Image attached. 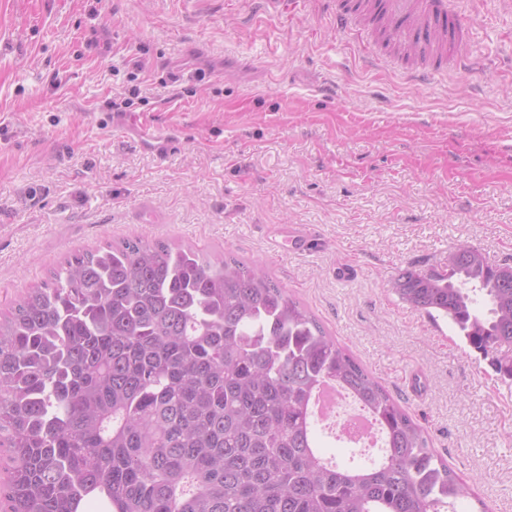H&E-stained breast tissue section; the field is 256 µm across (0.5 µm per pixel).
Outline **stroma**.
Listing matches in <instances>:
<instances>
[{
	"label": "stroma",
	"mask_w": 512,
	"mask_h": 512,
	"mask_svg": "<svg viewBox=\"0 0 512 512\" xmlns=\"http://www.w3.org/2000/svg\"><path fill=\"white\" fill-rule=\"evenodd\" d=\"M457 2L486 68L420 84L319 0H0V316L107 241L232 250L424 428L461 512H512V382L387 285L460 243L512 266V0Z\"/></svg>",
	"instance_id": "stroma-1"
}]
</instances>
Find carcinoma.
Listing matches in <instances>:
<instances>
[{"label":"carcinoma","mask_w":512,"mask_h":512,"mask_svg":"<svg viewBox=\"0 0 512 512\" xmlns=\"http://www.w3.org/2000/svg\"><path fill=\"white\" fill-rule=\"evenodd\" d=\"M448 263L390 288L484 355L512 345V278L473 246ZM325 383L383 430L378 461L322 454ZM2 446L10 512H458L473 496L261 267L137 237L72 253L0 323Z\"/></svg>","instance_id":"carcinoma-1"}]
</instances>
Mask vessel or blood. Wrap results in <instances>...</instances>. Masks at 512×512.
Listing matches in <instances>:
<instances>
[{"label": "vessel or blood", "mask_w": 512, "mask_h": 512, "mask_svg": "<svg viewBox=\"0 0 512 512\" xmlns=\"http://www.w3.org/2000/svg\"><path fill=\"white\" fill-rule=\"evenodd\" d=\"M337 31L352 33L361 23L397 29L405 52L433 67H464L459 14L453 0H323Z\"/></svg>", "instance_id": "b4317fda"}]
</instances>
